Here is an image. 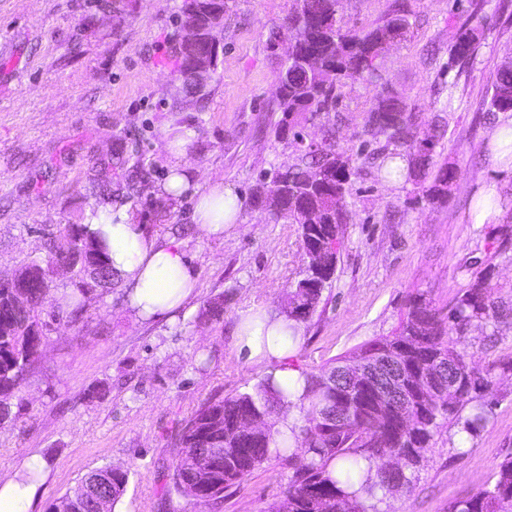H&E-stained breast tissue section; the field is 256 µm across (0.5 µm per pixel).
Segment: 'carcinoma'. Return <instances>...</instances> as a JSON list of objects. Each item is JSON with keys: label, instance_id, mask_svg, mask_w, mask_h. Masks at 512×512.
Listing matches in <instances>:
<instances>
[{"label": "carcinoma", "instance_id": "1", "mask_svg": "<svg viewBox=\"0 0 512 512\" xmlns=\"http://www.w3.org/2000/svg\"><path fill=\"white\" fill-rule=\"evenodd\" d=\"M198 10L183 13L180 27L193 25L204 34L222 23L224 13L213 14L207 9L209 0H195ZM338 0H303L288 16V29L301 37L296 56L316 54L324 59V68L309 70L301 65L288 67L278 74L283 85L278 108L295 125L306 112H330L336 106V84L343 79L355 80L373 75L379 55L390 41L406 37V20L397 8L391 17L371 28H344L337 19ZM479 34L477 28L456 33L451 46V62L470 58ZM171 56L179 60L185 74L195 64L212 55V46L204 37L195 43L183 44L175 39L170 45ZM206 88L183 81L181 90L172 99L171 111L181 109L182 99H206ZM490 112L512 111V66L502 65L494 74L493 95L488 104ZM395 112L398 121L384 133L396 145L413 151L414 169L425 175L433 167V142L417 139L412 124L406 118L403 102L386 94L369 111ZM310 162L285 173H278L270 186L257 192L256 200L267 203V195L286 190L283 203L292 205L291 197L299 193L301 203L318 208L322 217L320 234L340 240V227L345 214L341 209L355 167L351 159L332 149H315L307 153ZM456 178V171L441 167L434 177L433 193L441 196V187ZM50 265L39 268L30 263L18 270V287L25 302L16 304L10 288H0V423L10 419L11 399L16 396L38 357L43 340L39 311L42 301L52 287L49 279L51 265L70 260L80 253L95 266L104 285L112 284V269L104 244L84 233L81 224H67L51 235L45 245ZM487 274L471 276L466 288L453 298L448 307V320H443L431 301L422 294L412 296L409 310L396 336L382 337L366 345L364 351L391 354L405 345L408 378L434 379L436 364L448 363L457 371L456 382L461 388L459 397L450 405L417 396L411 388L408 394L414 413L405 429H400L394 417L381 412L377 397L360 391L348 393L334 385L332 374L341 365L324 369L320 374L306 373L301 405L306 407L305 424L292 432L294 445L278 440L276 425L280 415L292 407L286 392L267 376L250 391L222 399L209 400L182 427L172 480L176 490L195 504H208L224 497V490L238 483L265 462L275 459L288 467L291 476L283 498L269 506V512H348L356 503L364 512H389L381 508L386 494L394 484L411 487L424 466L434 436L450 424L457 432L470 437L478 435L489 420L491 408L477 399L484 397L494 385L489 371L466 366L465 354L457 350L464 342L468 328L496 324L512 317V305L506 307L494 300L489 291ZM323 289L315 291L302 287L297 281L288 292V319L305 322L316 310ZM353 407L354 419L343 425L326 422V412L333 404ZM469 413H464L466 408ZM260 413L272 420L267 434L249 438L236 428L239 417ZM405 457L406 467L398 473L381 470L386 454ZM104 476L108 486L103 494L79 505L69 497L51 504L58 512H113L124 494L128 473L109 467L94 470L82 479ZM452 512H512V456L500 464L494 483L479 494L458 500Z\"/></svg>", "mask_w": 512, "mask_h": 512}]
</instances>
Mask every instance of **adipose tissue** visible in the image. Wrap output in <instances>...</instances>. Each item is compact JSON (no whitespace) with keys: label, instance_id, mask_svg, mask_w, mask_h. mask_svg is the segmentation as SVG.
<instances>
[{"label":"adipose tissue","instance_id":"ef3b65f1","mask_svg":"<svg viewBox=\"0 0 512 512\" xmlns=\"http://www.w3.org/2000/svg\"><path fill=\"white\" fill-rule=\"evenodd\" d=\"M192 219L210 237H222L238 224V195L232 184L197 188ZM103 241L112 277L121 281L127 307L143 321L174 320L192 298L198 273L178 243L162 242L130 224L125 207L105 205L85 227ZM286 316L264 310L241 313L238 345L248 359L266 365L273 381L297 400L304 376L288 365L297 345Z\"/></svg>","mask_w":512,"mask_h":512}]
</instances>
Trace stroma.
Returning a JSON list of instances; mask_svg holds the SVG:
<instances>
[{
  "label": "stroma",
  "mask_w": 512,
  "mask_h": 512,
  "mask_svg": "<svg viewBox=\"0 0 512 512\" xmlns=\"http://www.w3.org/2000/svg\"><path fill=\"white\" fill-rule=\"evenodd\" d=\"M0 0V277L46 257L48 234L87 224L112 198L130 223L181 241L199 275L197 294L175 322L138 321L119 283L81 293L58 269L41 308L42 353L12 400L17 420L0 425V480L37 462L43 483L29 512H47L91 470H127L114 512H267L290 472L271 460L196 506L175 489L181 426L203 403L250 390L266 375L238 346L240 313L280 311L305 267L301 228L257 207L260 185L321 147L325 127L357 170L343 201L336 271L304 322L290 365L317 373L397 334L408 300L422 293L440 316L480 266L490 265L493 296L512 303V173L493 169L512 142L492 143L500 113L489 112L493 75L512 63V0H341L337 16L361 29L402 5L407 37L379 61L376 75L336 87V107L307 113L297 132H280L277 75L295 0H229L218 31L222 48L204 103L171 109L182 83L169 43L180 35L183 0ZM484 22L470 60L450 65L455 33ZM408 105L419 138L433 137L435 166L456 169L445 198L416 175L407 153L367 124L381 95ZM191 130L185 160L200 180L232 183L237 229L204 235L192 220L193 191L157 195L171 165L165 148ZM398 155L397 175L377 157ZM491 223H475L485 205ZM80 298L71 319L64 297ZM223 299L213 322L208 304ZM491 371V418L477 437L435 435L411 488L388 494L389 512H451L495 480L512 454V325L472 326L461 346Z\"/></svg>",
  "instance_id": "1"
}]
</instances>
